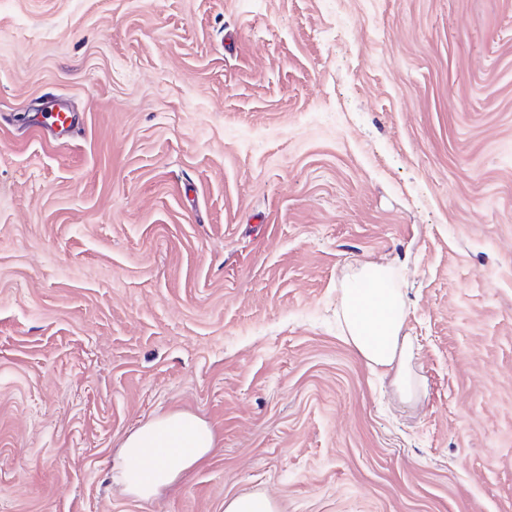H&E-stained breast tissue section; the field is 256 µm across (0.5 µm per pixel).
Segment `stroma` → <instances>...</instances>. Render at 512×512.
<instances>
[{"instance_id": "obj_1", "label": "stroma", "mask_w": 512, "mask_h": 512, "mask_svg": "<svg viewBox=\"0 0 512 512\" xmlns=\"http://www.w3.org/2000/svg\"><path fill=\"white\" fill-rule=\"evenodd\" d=\"M367 261L418 403L338 321ZM171 412L215 450L126 494ZM256 491L512 512V0H0V512ZM46 125L56 133L64 135L69 133L75 124V114L70 112L64 105L47 112L45 116ZM214 448L210 427L194 416L171 413L127 436L112 460V471L127 493L148 500Z\"/></svg>"}]
</instances>
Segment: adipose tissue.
I'll return each mask as SVG.
<instances>
[{
	"label": "adipose tissue",
	"mask_w": 512,
	"mask_h": 512,
	"mask_svg": "<svg viewBox=\"0 0 512 512\" xmlns=\"http://www.w3.org/2000/svg\"><path fill=\"white\" fill-rule=\"evenodd\" d=\"M338 311L347 342L366 365L390 375L403 400H419L422 384L412 368L411 338L404 332L407 299L393 267L366 263L355 268L342 284ZM215 446L214 433L205 423L188 414L171 413L127 436L112 469L127 493L148 500Z\"/></svg>",
	"instance_id": "ef3b65f1"
}]
</instances>
